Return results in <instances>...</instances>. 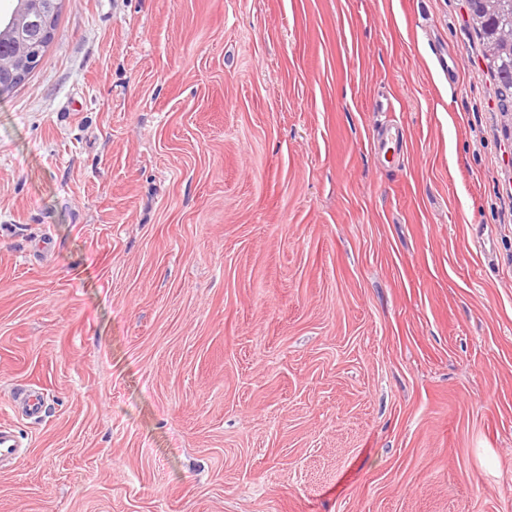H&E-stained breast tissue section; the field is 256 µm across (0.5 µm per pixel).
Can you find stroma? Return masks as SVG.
I'll return each instance as SVG.
<instances>
[{
	"label": "stroma",
	"instance_id": "obj_1",
	"mask_svg": "<svg viewBox=\"0 0 512 512\" xmlns=\"http://www.w3.org/2000/svg\"><path fill=\"white\" fill-rule=\"evenodd\" d=\"M495 91L465 0H64L0 95V512H512ZM21 452V444L15 428L6 422L0 423V461L12 458Z\"/></svg>",
	"mask_w": 512,
	"mask_h": 512
}]
</instances>
